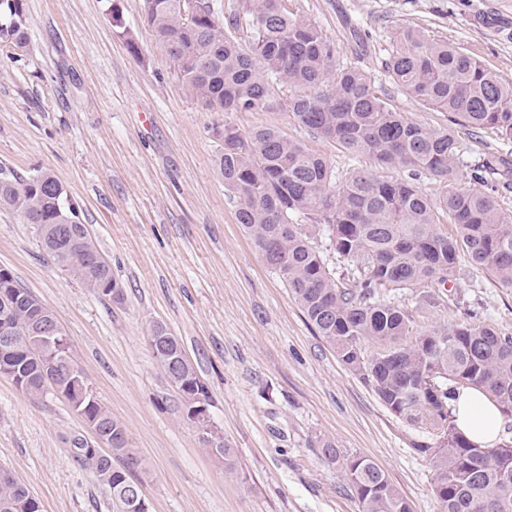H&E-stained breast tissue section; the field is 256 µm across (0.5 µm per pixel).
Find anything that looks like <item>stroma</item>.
I'll list each match as a JSON object with an SVG mask.
<instances>
[{
    "instance_id": "obj_1",
    "label": "stroma",
    "mask_w": 512,
    "mask_h": 512,
    "mask_svg": "<svg viewBox=\"0 0 512 512\" xmlns=\"http://www.w3.org/2000/svg\"><path fill=\"white\" fill-rule=\"evenodd\" d=\"M105 0H26L27 45L0 50V165L54 174L82 211L124 291L99 297L62 271L33 225L0 208V266L57 315L97 398L127 428L145 463L151 512H362L328 439L378 464L412 512H441L416 431L346 369L317 335L236 219L237 201L215 166L214 125L273 124L324 155L344 177L370 168L294 125L285 112H210L183 89L167 51L141 21L142 0H121L138 53L112 26ZM336 48L340 65L368 73L411 121L451 116L402 93L386 64L402 27L463 48L512 81V0H288ZM457 186L493 192L512 214V177L481 180L482 163L512 152L489 129H459ZM452 300L434 309L409 291L392 302L418 329L463 321L512 335V288L459 263ZM181 341L210 392L211 424L234 450V474L202 445L184 401L148 347L154 324ZM84 421L53 393L33 398L0 376V466L43 512H114L93 472L69 454Z\"/></svg>"
}]
</instances>
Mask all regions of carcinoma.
I'll return each mask as SVG.
<instances>
[{"label": "carcinoma", "instance_id": "obj_1", "mask_svg": "<svg viewBox=\"0 0 512 512\" xmlns=\"http://www.w3.org/2000/svg\"><path fill=\"white\" fill-rule=\"evenodd\" d=\"M112 26L130 50L138 44L116 0H106ZM286 0H235L226 15L201 0L197 18L183 15V0H143V23L168 49L191 98L220 112L285 109L314 136L379 166H400L444 184L432 199L412 180L386 181L355 170L341 182L328 160L274 125L241 130L230 121L212 128L224 143L216 166L237 200L238 224L265 264L288 288L317 334L341 362L398 418L419 432L411 447L432 465L433 492L443 512H512V438L492 448L472 444L456 427L450 400L463 387L482 389L512 419V336L489 325L458 324L420 331L413 317L384 296L457 279L460 255L471 267L512 288V214L494 195L456 186L461 143L451 127L417 123L376 94L370 77L336 63V49L311 19ZM24 0H0V48L26 46ZM393 82L410 98L459 125L493 129L512 140V81L446 40L406 27L392 45ZM33 224L55 264L101 297L118 287L60 180L40 171L23 177L0 165V207ZM455 224L448 234L439 213ZM79 230L74 244L56 238V226ZM327 237L330 252L314 246ZM53 310L0 272V375L28 395H63L75 412L112 443L91 448L76 433L69 452L90 468L117 512H131L130 493L142 492L144 463L125 426L93 394L75 387L84 377L66 333H33ZM375 351L366 355V345ZM170 383L182 394L209 391L179 339L150 346ZM206 450L234 468L233 451L205 424ZM324 461L341 465L362 512H411L385 472L365 457H350L325 440ZM0 512H42L40 502L0 467Z\"/></svg>", "mask_w": 512, "mask_h": 512}]
</instances>
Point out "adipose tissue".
Masks as SVG:
<instances>
[{
  "label": "adipose tissue",
  "instance_id": "obj_1",
  "mask_svg": "<svg viewBox=\"0 0 512 512\" xmlns=\"http://www.w3.org/2000/svg\"><path fill=\"white\" fill-rule=\"evenodd\" d=\"M455 424L468 439L483 448L495 446L504 431L499 407L482 391L458 390L451 402Z\"/></svg>",
  "mask_w": 512,
  "mask_h": 512
}]
</instances>
